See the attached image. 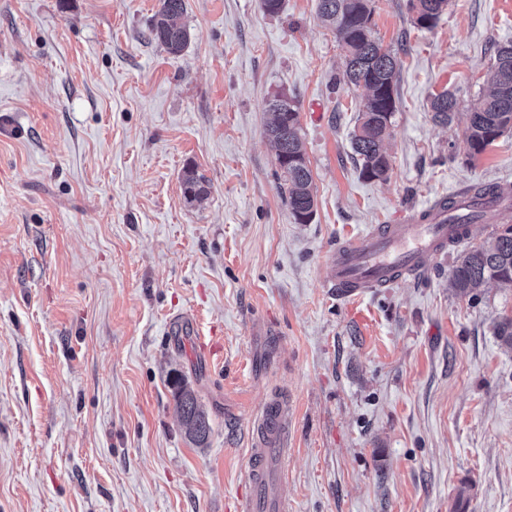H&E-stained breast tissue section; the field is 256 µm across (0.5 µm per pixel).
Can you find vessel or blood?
I'll list each match as a JSON object with an SVG mask.
<instances>
[{
	"label": "vessel or blood",
	"mask_w": 512,
	"mask_h": 512,
	"mask_svg": "<svg viewBox=\"0 0 512 512\" xmlns=\"http://www.w3.org/2000/svg\"><path fill=\"white\" fill-rule=\"evenodd\" d=\"M447 218L442 203L436 202L400 223L381 224L340 241L328 256L333 286L360 298L403 277L420 275L430 260L446 251L449 231H456L461 240L467 235V225L448 228ZM287 430V404L265 403L243 477L247 512H288L280 494L288 464Z\"/></svg>",
	"instance_id": "1"
}]
</instances>
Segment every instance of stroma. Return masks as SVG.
<instances>
[{"instance_id": "obj_1", "label": "stroma", "mask_w": 512, "mask_h": 512, "mask_svg": "<svg viewBox=\"0 0 512 512\" xmlns=\"http://www.w3.org/2000/svg\"><path fill=\"white\" fill-rule=\"evenodd\" d=\"M159 0H0V512H244L253 422L289 402L288 512H512V286H448L461 252L351 299L346 235L512 181V132L459 147L512 0H449L432 29L375 0L400 59L387 180L351 147L364 92L316 0H185L191 40L147 38ZM448 91L459 109L435 122ZM300 107L315 215L280 189L266 103ZM209 194L187 203L186 167ZM191 316L216 353L175 342ZM192 387L212 432L175 410ZM457 107L458 99L454 94L448 93V91L439 93L430 103L431 112H434L433 118L440 123L452 121Z\"/></svg>"}]
</instances>
